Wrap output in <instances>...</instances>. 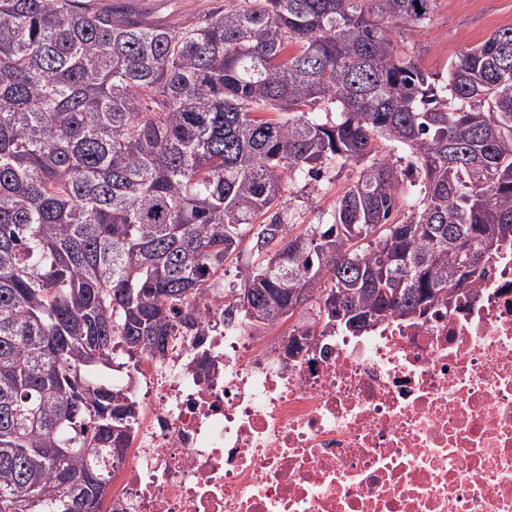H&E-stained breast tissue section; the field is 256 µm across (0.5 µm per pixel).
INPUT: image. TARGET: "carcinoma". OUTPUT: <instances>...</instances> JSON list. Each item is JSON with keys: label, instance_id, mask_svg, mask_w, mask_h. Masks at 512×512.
Wrapping results in <instances>:
<instances>
[{"label": "carcinoma", "instance_id": "1", "mask_svg": "<svg viewBox=\"0 0 512 512\" xmlns=\"http://www.w3.org/2000/svg\"><path fill=\"white\" fill-rule=\"evenodd\" d=\"M434 3L232 0L170 27L0 0V512H100L137 411L99 368L204 335L211 288L226 325L313 303L288 335L359 336L482 276L512 232V25L428 73L388 32ZM348 166L329 223L290 234L288 185Z\"/></svg>", "mask_w": 512, "mask_h": 512}]
</instances>
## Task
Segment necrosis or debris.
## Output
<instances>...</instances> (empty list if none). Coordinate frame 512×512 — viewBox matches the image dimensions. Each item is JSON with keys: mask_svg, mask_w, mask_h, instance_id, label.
Masks as SVG:
<instances>
[{"mask_svg": "<svg viewBox=\"0 0 512 512\" xmlns=\"http://www.w3.org/2000/svg\"><path fill=\"white\" fill-rule=\"evenodd\" d=\"M119 383L139 425L101 512H512V249L472 293L283 363L281 326L224 325Z\"/></svg>", "mask_w": 512, "mask_h": 512, "instance_id": "4bbe7bcc", "label": "necrosis or debris"}]
</instances>
